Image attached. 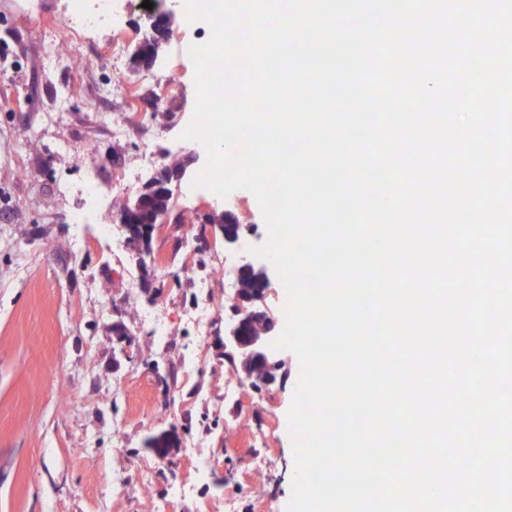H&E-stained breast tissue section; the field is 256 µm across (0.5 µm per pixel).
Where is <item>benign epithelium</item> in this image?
I'll list each match as a JSON object with an SVG mask.
<instances>
[{
  "label": "benign epithelium",
  "mask_w": 512,
  "mask_h": 512,
  "mask_svg": "<svg viewBox=\"0 0 512 512\" xmlns=\"http://www.w3.org/2000/svg\"><path fill=\"white\" fill-rule=\"evenodd\" d=\"M171 14L164 8H154L144 14V26L137 27L142 36L136 44L134 55H141L146 41L150 40L160 46L167 41L170 34ZM196 161V157L187 155L178 158L176 165H163L158 168L148 182L143 186V195H139L132 202L124 204L123 209L117 213L120 226L126 232V244L137 255L139 264H146L147 254L138 247V243L149 238L155 225L168 222L170 209L157 212L150 223L141 222L140 215L145 196L171 199L172 186L179 183L186 175L187 168ZM212 233H217L226 244L238 241L242 224L231 213L212 214L207 220ZM254 276V287L242 291L236 289L235 299L237 306V319L229 326L226 336L227 344L235 349L239 355V371L253 381L255 376H263V382L269 384L275 380L277 365L271 361L270 343L273 337L269 336L272 323L266 312L257 306L261 301L269 284L266 266L262 263L246 260L236 270V280Z\"/></svg>",
  "instance_id": "benign-epithelium-1"
}]
</instances>
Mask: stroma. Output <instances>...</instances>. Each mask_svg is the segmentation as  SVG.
<instances>
[{"label": "stroma", "mask_w": 512, "mask_h": 512, "mask_svg": "<svg viewBox=\"0 0 512 512\" xmlns=\"http://www.w3.org/2000/svg\"><path fill=\"white\" fill-rule=\"evenodd\" d=\"M142 2L78 33L67 0H0V512H287L299 361L280 350L273 383L238 380L224 277L244 254L205 234L211 212L230 211L263 245L258 202L192 189L190 168L144 267L113 220L172 155L206 157L180 134L195 99L187 48L211 29L186 26L172 0L169 42L133 69ZM90 176L102 197L81 194ZM164 430L178 446L160 459L145 442Z\"/></svg>", "instance_id": "1"}]
</instances>
